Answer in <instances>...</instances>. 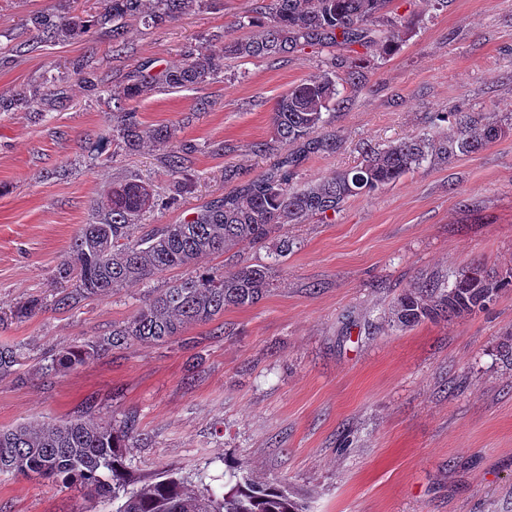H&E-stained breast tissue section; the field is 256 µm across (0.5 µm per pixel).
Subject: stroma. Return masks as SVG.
<instances>
[{"instance_id": "35a3bbf8", "label": "stroma", "mask_w": 512, "mask_h": 512, "mask_svg": "<svg viewBox=\"0 0 512 512\" xmlns=\"http://www.w3.org/2000/svg\"><path fill=\"white\" fill-rule=\"evenodd\" d=\"M73 2L100 9L98 0H0V96L39 84L48 69L61 90L46 112H0V344L30 356L23 382L0 379V427L75 415L118 422L132 412L146 436L126 451L139 486L175 472L220 490L238 465L288 484L309 512H512V365L496 354L512 333V289L465 318L391 322L398 295L417 282L451 283L478 262L512 269V0H391L384 17L396 50L359 49L363 80L345 86L329 126L336 151L308 155L290 179L299 188L357 166L369 148L454 137L441 112L478 125L495 116L506 126L498 140L285 225L293 249L257 304L46 376L45 356L108 334L147 292L268 252L242 245L73 310L11 319L18 302L54 296L79 225L112 186L136 180L164 195L173 184L158 147L116 152L110 98L76 81L74 63L116 88L137 67L180 63L201 36H242L235 22L251 6L221 0L158 27L131 24L119 52L101 30L29 45L30 14ZM347 53L307 46L275 61L232 60L213 83L133 101L145 128L176 126L196 147L177 202L144 213L140 231L179 223L231 191L226 166L247 179L275 170L283 150L255 146L273 137L278 99ZM115 510L108 498L0 473V512Z\"/></svg>"}]
</instances>
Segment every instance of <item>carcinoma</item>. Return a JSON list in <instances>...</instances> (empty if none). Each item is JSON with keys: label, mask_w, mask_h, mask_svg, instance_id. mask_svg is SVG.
<instances>
[{"label": "carcinoma", "mask_w": 512, "mask_h": 512, "mask_svg": "<svg viewBox=\"0 0 512 512\" xmlns=\"http://www.w3.org/2000/svg\"><path fill=\"white\" fill-rule=\"evenodd\" d=\"M215 0H103L94 13L55 15L37 12L28 19L38 43H59L105 29L112 47H120L134 22L158 26L212 5ZM390 0H253L251 11L240 18L241 28H260L262 34L230 40L211 35L188 48L183 63L171 69L135 71L122 89L108 90L117 122L112 141L121 150L134 151L149 137L164 151L173 174L185 175L186 155L195 147L176 140V128L159 126L149 131L128 102L157 89L177 90L207 85L224 72V59L276 60L304 46L335 48L380 44L393 48L394 28H376L374 22ZM355 59L344 60V76L328 71L293 86L277 101L273 112L276 142L293 151L282 157L276 171L241 182L233 169L224 177L235 187L223 198L191 213L179 224H163L135 235L137 222L149 206L151 194L129 181L112 190L107 202L92 210L71 245L70 256L56 270L66 285L53 301L58 308L73 307L87 299L107 296L140 283L172 267L192 266L204 256L223 255L249 243L263 245L274 239L270 262L219 272L203 271L173 282L142 301L125 323L112 333L64 347L46 370L56 374L86 365L102 354L134 342H162L181 335L191 324L208 323L229 307L258 303L270 291L272 276L292 251L288 237H276L285 224H301L309 216L338 210L349 198L368 195L400 180L431 157L447 161L458 153L476 151L504 133L496 121L476 126L460 116L457 135L434 142L410 138L366 151L360 165L335 177L303 188L290 184L288 168L310 153L336 150V135L325 130L326 114L343 104L340 83L359 78ZM61 91L58 78L46 72L42 82L12 96L0 97V112L37 111ZM512 285V273L490 272L472 266L452 285L428 281L409 288L397 299L393 323L412 327L425 320H451L486 309L499 293ZM46 307L34 296L11 311L23 321ZM26 358L21 344L0 346V379L16 374ZM135 419L122 424L91 421L82 416L60 423H26L0 428V472L26 478L39 477L75 487L98 497L122 500L116 512H307L299 495L278 480H258L245 472L224 492L210 485L193 489L175 473L157 477L139 488L131 479L124 449L141 440Z\"/></svg>", "instance_id": "carcinoma-1"}]
</instances>
